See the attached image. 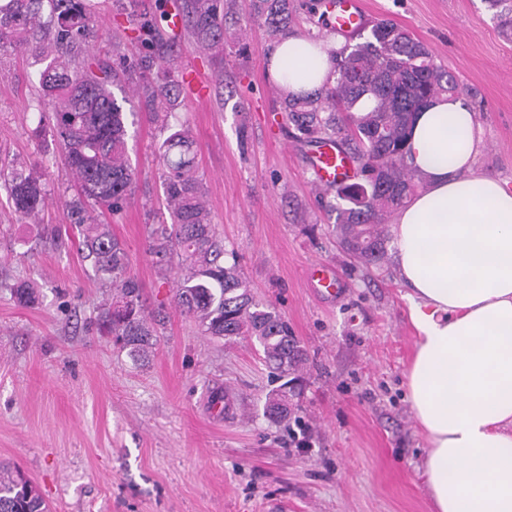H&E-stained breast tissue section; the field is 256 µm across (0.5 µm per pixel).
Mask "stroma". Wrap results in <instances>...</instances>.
<instances>
[{"label":"stroma","instance_id":"1","mask_svg":"<svg viewBox=\"0 0 512 512\" xmlns=\"http://www.w3.org/2000/svg\"><path fill=\"white\" fill-rule=\"evenodd\" d=\"M367 22L391 20L453 73L481 130L477 169L512 189V35L485 0H365ZM137 0H94L98 46L133 58ZM270 44L256 25L225 36L211 56L183 37L182 71L204 76L176 113L196 135L195 161L213 222L257 302L276 308L307 350L298 421L263 414L279 382L250 339L202 335L175 311L176 275L161 276L146 230L161 202L158 147L165 134L138 119L129 152L133 198L111 217L129 270L168 319L148 359L136 362L101 335L110 295L78 251L64 200L72 193L58 146L40 128L39 64L0 56V149L39 170L38 223L20 218L0 189V464L20 468L51 512H429L419 467L426 448L406 389L416 330L393 262L363 267L340 248L333 196H320L308 160L275 109ZM60 227L62 241L41 236ZM333 270L330 295L311 278ZM39 291L31 307L13 287Z\"/></svg>","mask_w":512,"mask_h":512}]
</instances>
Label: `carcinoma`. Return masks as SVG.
I'll return each mask as SVG.
<instances>
[{"mask_svg":"<svg viewBox=\"0 0 512 512\" xmlns=\"http://www.w3.org/2000/svg\"><path fill=\"white\" fill-rule=\"evenodd\" d=\"M486 3L499 26L511 29L512 0ZM303 7L311 24L324 23L325 0H249L248 18L275 41L291 33ZM235 15V0H155L154 10L132 29L143 54L134 62L119 54L114 62L93 53L99 19L91 0H0V54L25 53L44 65L38 97L54 114L53 140L77 184L65 209L82 253L114 290L101 325L115 344L142 361L166 319L164 307L148 306L110 225L94 217L98 209L120 213L137 180L128 154L136 113L124 111L112 92L123 82L140 110L168 131L159 147L165 209L146 225V253L161 273L179 263L175 309L205 336L255 338L268 366L286 377L305 363L306 350L274 307L253 299L236 253L226 250L211 222L193 131L185 123L169 124L184 87L177 41L185 32L202 50L222 53L226 20ZM333 76V83L313 92L279 89L278 107L298 141H331L354 163L357 181L332 188L345 202L335 207L336 238L355 261L379 266L387 255V219L418 187L406 148L414 112L434 96L459 94L460 87L425 43L388 19L374 23L362 42L345 40L335 52ZM0 180L14 212L36 219L45 203L37 172L22 163L1 164ZM290 384L266 399L269 420L283 422L294 414ZM0 512L49 508L23 473L0 467Z\"/></svg>","mask_w":512,"mask_h":512,"instance_id":"carcinoma-1","label":"carcinoma"}]
</instances>
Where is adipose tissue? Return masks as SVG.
Wrapping results in <instances>:
<instances>
[{
  "label": "adipose tissue",
  "instance_id": "adipose-tissue-1",
  "mask_svg": "<svg viewBox=\"0 0 512 512\" xmlns=\"http://www.w3.org/2000/svg\"><path fill=\"white\" fill-rule=\"evenodd\" d=\"M340 46L286 37L267 72L292 93L320 89ZM408 145L426 188L396 212L391 250L417 332L407 392L428 438L430 509L512 512V190L476 171L481 138L461 97L423 107Z\"/></svg>",
  "mask_w": 512,
  "mask_h": 512
}]
</instances>
